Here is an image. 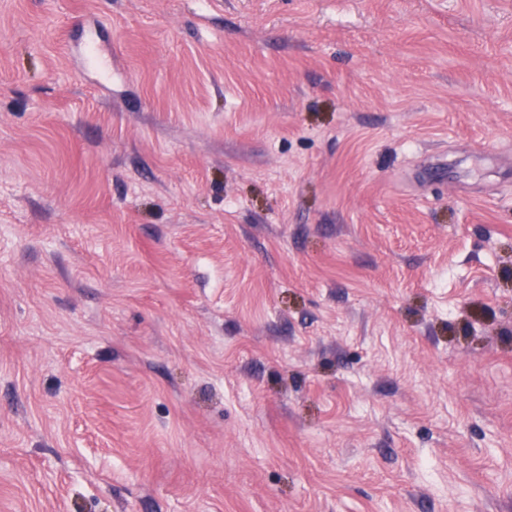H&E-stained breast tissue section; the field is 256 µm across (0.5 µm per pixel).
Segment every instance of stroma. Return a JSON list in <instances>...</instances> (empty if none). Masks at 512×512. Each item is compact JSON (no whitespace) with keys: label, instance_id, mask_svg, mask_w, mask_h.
<instances>
[{"label":"stroma","instance_id":"obj_1","mask_svg":"<svg viewBox=\"0 0 512 512\" xmlns=\"http://www.w3.org/2000/svg\"><path fill=\"white\" fill-rule=\"evenodd\" d=\"M0 512H512V0H0Z\"/></svg>","mask_w":512,"mask_h":512}]
</instances>
